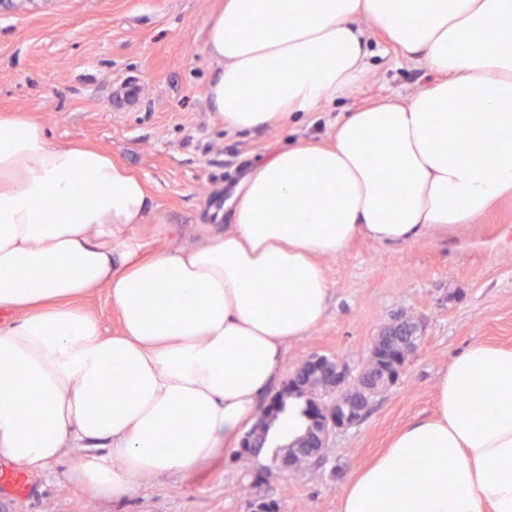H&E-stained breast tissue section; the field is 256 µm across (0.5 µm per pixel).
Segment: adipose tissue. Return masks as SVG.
I'll return each mask as SVG.
<instances>
[{"mask_svg": "<svg viewBox=\"0 0 512 512\" xmlns=\"http://www.w3.org/2000/svg\"><path fill=\"white\" fill-rule=\"evenodd\" d=\"M367 23L430 85L352 112L329 144L260 161L232 230L173 252L137 232L158 221L138 176L0 114V457L43 473L83 449L63 480L112 501L208 464L254 420L288 344L323 320L321 258L359 237L445 235L512 199V0H224L206 25V98L233 131L313 111L365 77ZM101 289L113 336L80 305ZM340 512H512V349L457 354L433 413L351 479Z\"/></svg>", "mask_w": 512, "mask_h": 512, "instance_id": "ef3b65f1", "label": "adipose tissue"}]
</instances>
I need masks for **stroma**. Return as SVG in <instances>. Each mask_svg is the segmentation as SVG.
<instances>
[{
  "instance_id": "35a3bbf8",
  "label": "stroma",
  "mask_w": 512,
  "mask_h": 512,
  "mask_svg": "<svg viewBox=\"0 0 512 512\" xmlns=\"http://www.w3.org/2000/svg\"><path fill=\"white\" fill-rule=\"evenodd\" d=\"M222 0H0V113L24 112L52 140L99 148L139 176L159 213L141 236L173 251L232 226L231 197L257 161L288 141L325 143L349 112L405 102L431 83L384 32L368 29L369 72L346 96L288 126L225 128L205 96L214 64L205 26ZM138 91L126 106L125 88ZM331 293L323 321L290 343L281 381L312 354L360 369L399 316L418 346L399 380L359 426L337 432L322 465L271 477L251 495L259 462L238 450L203 468L148 477L121 502L82 498L54 475L30 476L31 494L10 512H250L249 496L279 512H339L346 483L410 420L432 413L452 358L477 342L512 347V203L445 236L402 246L355 240L324 259Z\"/></svg>"
}]
</instances>
